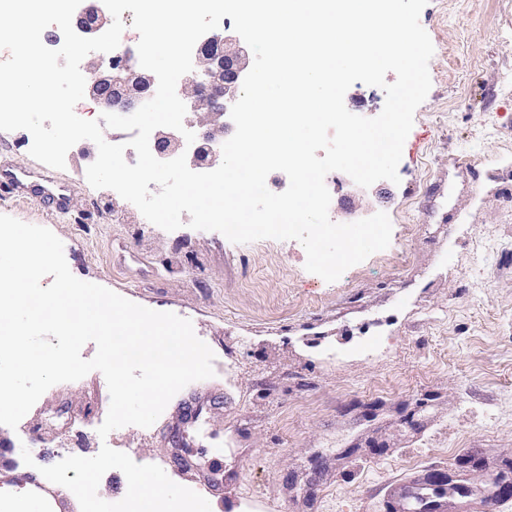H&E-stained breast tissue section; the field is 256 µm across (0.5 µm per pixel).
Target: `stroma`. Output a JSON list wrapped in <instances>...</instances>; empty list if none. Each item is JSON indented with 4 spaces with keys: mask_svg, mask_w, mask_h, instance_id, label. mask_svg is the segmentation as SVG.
I'll return each instance as SVG.
<instances>
[{
    "mask_svg": "<svg viewBox=\"0 0 512 512\" xmlns=\"http://www.w3.org/2000/svg\"><path fill=\"white\" fill-rule=\"evenodd\" d=\"M434 55L399 183L329 175V217L376 212L387 249L325 282L296 240L230 242L167 232L110 189L89 185L97 157L75 144L58 170L28 131H0V160L72 189L69 214L0 197V214L50 229L72 274L191 320L214 352L148 428L100 438L110 396L101 372L49 388L17 428L0 425V463L92 457L102 445L139 464L222 453L211 512H395L409 476L463 486L445 512L512 482V0H429ZM480 170L471 181L465 166Z\"/></svg>",
    "mask_w": 512,
    "mask_h": 512,
    "instance_id": "obj_1",
    "label": "stroma"
}]
</instances>
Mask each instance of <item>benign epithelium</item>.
Here are the masks:
<instances>
[{
  "label": "benign epithelium",
  "mask_w": 512,
  "mask_h": 512,
  "mask_svg": "<svg viewBox=\"0 0 512 512\" xmlns=\"http://www.w3.org/2000/svg\"><path fill=\"white\" fill-rule=\"evenodd\" d=\"M108 22L105 12L90 5L78 15L76 27L82 33L94 35ZM251 67L249 47L235 33H207L197 42L194 68L181 83V100L187 111L213 125V132L195 142L191 149L181 135L160 130L156 133L154 150L160 159L186 153L194 168L213 165L220 154L217 141L233 133V127L224 121L232 105L241 94L243 80ZM86 89L102 100L108 109L120 107L133 111L149 101L156 93L155 74L138 64L116 65L93 59L87 66Z\"/></svg>",
  "instance_id": "obj_1"
}]
</instances>
